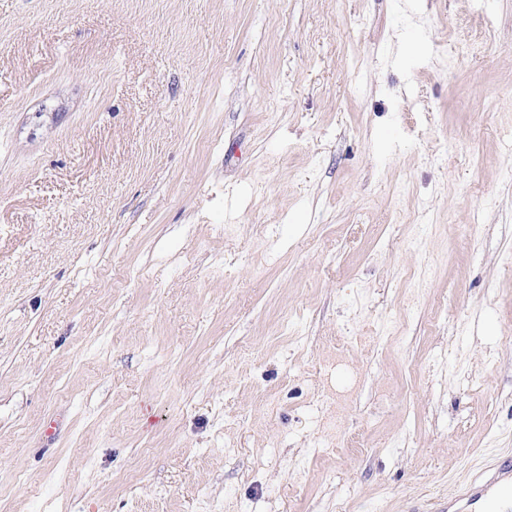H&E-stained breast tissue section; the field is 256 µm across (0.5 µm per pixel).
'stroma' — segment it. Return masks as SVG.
Masks as SVG:
<instances>
[{
  "label": "stroma",
  "instance_id": "stroma-1",
  "mask_svg": "<svg viewBox=\"0 0 512 512\" xmlns=\"http://www.w3.org/2000/svg\"><path fill=\"white\" fill-rule=\"evenodd\" d=\"M511 454L512 0H0V512Z\"/></svg>",
  "mask_w": 512,
  "mask_h": 512
}]
</instances>
